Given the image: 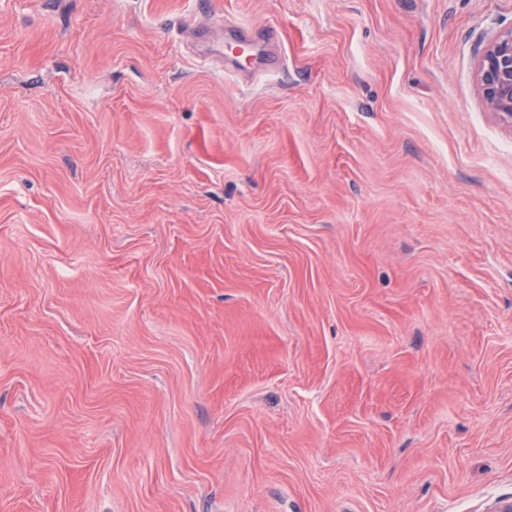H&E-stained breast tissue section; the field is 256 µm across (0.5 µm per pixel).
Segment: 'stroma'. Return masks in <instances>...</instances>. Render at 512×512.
Segmentation results:
<instances>
[{
  "instance_id": "1",
  "label": "stroma",
  "mask_w": 512,
  "mask_h": 512,
  "mask_svg": "<svg viewBox=\"0 0 512 512\" xmlns=\"http://www.w3.org/2000/svg\"><path fill=\"white\" fill-rule=\"evenodd\" d=\"M276 28L227 71L210 19ZM512 0H0V512L512 501ZM477 81L487 111L512 126V27L501 31L484 48Z\"/></svg>"
}]
</instances>
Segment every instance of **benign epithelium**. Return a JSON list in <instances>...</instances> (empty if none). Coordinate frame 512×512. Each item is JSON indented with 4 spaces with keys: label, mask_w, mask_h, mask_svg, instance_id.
<instances>
[{
    "label": "benign epithelium",
    "mask_w": 512,
    "mask_h": 512,
    "mask_svg": "<svg viewBox=\"0 0 512 512\" xmlns=\"http://www.w3.org/2000/svg\"><path fill=\"white\" fill-rule=\"evenodd\" d=\"M477 81L487 111L512 125V27L501 31L484 48Z\"/></svg>",
    "instance_id": "obj_1"
}]
</instances>
